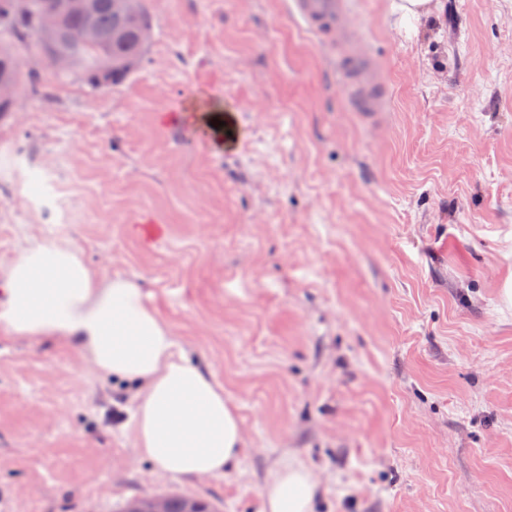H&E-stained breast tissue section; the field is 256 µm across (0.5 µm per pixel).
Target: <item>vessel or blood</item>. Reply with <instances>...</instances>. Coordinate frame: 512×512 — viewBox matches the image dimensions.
I'll list each match as a JSON object with an SVG mask.
<instances>
[{"label": "vessel or blood", "mask_w": 512, "mask_h": 512, "mask_svg": "<svg viewBox=\"0 0 512 512\" xmlns=\"http://www.w3.org/2000/svg\"><path fill=\"white\" fill-rule=\"evenodd\" d=\"M287 10L334 52L355 110L372 121L386 116L388 86L367 43L354 36L347 0H288Z\"/></svg>", "instance_id": "obj_1"}]
</instances>
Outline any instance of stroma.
<instances>
[{"label":"stroma","mask_w":512,"mask_h":512,"mask_svg":"<svg viewBox=\"0 0 512 512\" xmlns=\"http://www.w3.org/2000/svg\"><path fill=\"white\" fill-rule=\"evenodd\" d=\"M350 4L384 127L283 0H149L124 83L0 112V273L45 241L135 280L245 440L228 477L162 475L132 385L0 329L9 512H263L291 462L315 512H512V0H440L410 36L392 0Z\"/></svg>","instance_id":"1"}]
</instances>
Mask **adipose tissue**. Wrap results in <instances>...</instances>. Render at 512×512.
<instances>
[{"label": "adipose tissue", "mask_w": 512, "mask_h": 512, "mask_svg": "<svg viewBox=\"0 0 512 512\" xmlns=\"http://www.w3.org/2000/svg\"><path fill=\"white\" fill-rule=\"evenodd\" d=\"M0 276L1 328L66 341L100 376L136 387V457L175 479L233 471L244 445L236 409L211 372L179 349L133 279L101 278L78 251L45 242L21 247ZM319 491L309 468L286 464L264 487V512H313Z\"/></svg>", "instance_id": "adipose-tissue-1"}]
</instances>
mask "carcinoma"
Listing matches in <instances>:
<instances>
[{
    "mask_svg": "<svg viewBox=\"0 0 512 512\" xmlns=\"http://www.w3.org/2000/svg\"><path fill=\"white\" fill-rule=\"evenodd\" d=\"M92 3L91 15L66 14L55 29L45 31L43 16L56 9L58 0H37L34 11L20 15L10 10V0H0V85L23 87L32 97L43 96L47 76H60L52 61L59 50H67L76 58V68L70 76L92 89H109L133 75L125 61L133 56L144 58L146 49L140 43L141 27L153 25L147 0H141L135 18L116 11L112 0H92ZM88 25L96 31L92 42L81 40ZM118 29L125 30L122 41L114 38ZM22 50L30 57H42V67L27 68L20 56Z\"/></svg>",
    "mask_w": 512,
    "mask_h": 512,
    "instance_id": "1",
    "label": "carcinoma"
}]
</instances>
